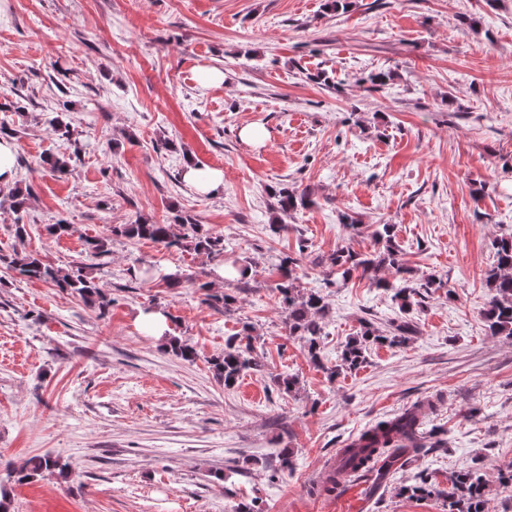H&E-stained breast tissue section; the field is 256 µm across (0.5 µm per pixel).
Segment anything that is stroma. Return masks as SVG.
<instances>
[{"label":"stroma","mask_w":512,"mask_h":512,"mask_svg":"<svg viewBox=\"0 0 512 512\" xmlns=\"http://www.w3.org/2000/svg\"><path fill=\"white\" fill-rule=\"evenodd\" d=\"M223 71L218 86L199 71ZM391 73L372 88L369 74ZM63 114L70 139L48 121ZM0 122L22 161L14 185H33L24 211L0 193V249L11 226L52 265L85 261L84 241L113 224L194 216L216 236V257L113 238L94 270L106 313L0 265V484L11 512H443L437 496L401 495L414 467L344 473L318 494L338 448L376 421L434 400L421 425L444 448L420 466L440 486L479 468L490 512H512V337L490 335L481 312L493 241L512 234V0H0ZM253 126L260 143L242 137ZM68 155V171L43 167ZM224 172L201 195L188 162ZM306 191L310 207L272 233L274 192ZM361 226L350 234L343 217ZM72 224L55 238L47 227ZM393 225L414 277L447 280L409 315L399 348L377 347L364 367L329 378L361 319L401 318L390 293L353 276L324 288L338 247H377ZM309 248L299 253L298 238ZM300 258L304 288L330 312L323 367L289 335L275 285L282 257ZM250 263L247 284L213 282L235 301L216 311L197 286L168 274ZM159 307L198 352L168 353L136 322ZM251 324L259 369L230 389L209 364ZM299 379L279 392L276 376ZM291 466L280 470L281 453ZM39 455L68 459L19 484L8 473ZM223 481H215V471Z\"/></svg>","instance_id":"35a3bbf8"}]
</instances>
